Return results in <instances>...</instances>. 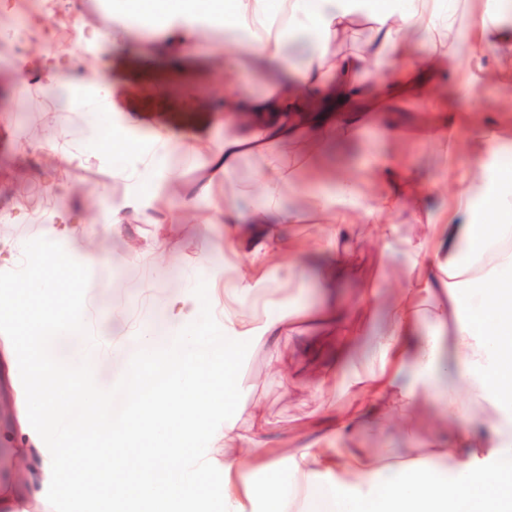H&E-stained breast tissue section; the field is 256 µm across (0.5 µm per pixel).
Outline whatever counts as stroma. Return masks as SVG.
I'll return each mask as SVG.
<instances>
[{
  "instance_id": "stroma-1",
  "label": "stroma",
  "mask_w": 512,
  "mask_h": 512,
  "mask_svg": "<svg viewBox=\"0 0 512 512\" xmlns=\"http://www.w3.org/2000/svg\"><path fill=\"white\" fill-rule=\"evenodd\" d=\"M107 0H59L60 25L47 34L16 44L14 27L30 19L32 0H11L0 11V285L17 280L20 256L39 258L43 252H63L79 273L78 282H63L91 333H101L102 356L113 348L121 360L100 372L103 416L118 423L130 404V382L137 369L139 347L135 333L153 324L158 342L170 340L163 307L185 291L200 294L210 334L224 332V280L233 274V258L224 254V238L212 224L224 208V197L237 194L238 206L252 208L253 190L264 162L241 161L233 183L216 180L210 198L198 200L186 211L181 202L188 197L207 163V145L224 139V115L218 107L225 92L249 96L270 87L287 72L286 65L242 55L223 29L211 33L208 43L190 48L175 67L164 64L158 53L165 41L167 25L154 16L131 13L109 14ZM112 23V37L89 41V33L104 21ZM92 57L105 81L112 107L105 121L120 129L137 146L123 167L113 166L102 147L93 146L78 114L65 111L56 89L79 84L85 78L81 59ZM498 64L493 48L474 46L462 67L473 83L470 91H459L448 83V110L474 118L494 117L496 132L512 136V83H488L484 74ZM142 97L160 98L168 109L149 115L132 111L129 88ZM428 105L418 99L398 101L390 119L398 125L396 135L371 123L355 139L332 140L323 158L307 154L304 147L285 149L295 186L284 195L287 208L300 211L299 224L279 227L288 245L286 260L295 262L293 276L284 285L283 298L292 309L316 307L328 283V263L313 245L323 234L327 215L316 210L305 191L308 184L334 177L359 149L360 143L375 144L387 159L412 169L423 180L440 171L456 175L463 161L447 148L431 146L424 137ZM184 144L185 152L170 160L173 176L159 175L156 182L137 181L126 169L138 163V150H147L156 135ZM90 188L96 197L87 206L77 186ZM139 198L141 208L129 207ZM53 211V223L34 226L27 222V203ZM121 223H114V216ZM92 262H85V254ZM426 270L425 260H412L405 252H384L373 225L361 224L352 245L351 267L338 286V298L370 299L375 327H383L393 308L404 300V285ZM301 343L314 344L317 353L300 358V376L286 385L270 363L266 342L245 339L237 348L238 396L230 416L241 428H249L253 417L267 420L269 428L258 434L259 448L278 457L303 447L312 437L306 422L335 415L347 395L328 387L316 392L315 378L326 373V355L339 342L335 327L310 330ZM415 440H408L397 426H364L349 445L370 459L397 463L422 453V444L447 436L448 423L435 404L421 397L414 409ZM39 487L11 492V476L0 471V497L16 495L26 512H80L77 503H64L53 493V478L41 471Z\"/></svg>"
}]
</instances>
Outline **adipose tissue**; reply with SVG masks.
<instances>
[{"instance_id": "1", "label": "adipose tissue", "mask_w": 512, "mask_h": 512, "mask_svg": "<svg viewBox=\"0 0 512 512\" xmlns=\"http://www.w3.org/2000/svg\"><path fill=\"white\" fill-rule=\"evenodd\" d=\"M466 0H233L237 17L258 36L249 54L268 61L285 58L286 32H294L302 55L289 78L274 82L261 95L241 99L224 96L225 124L238 112L253 113L245 131L225 135L210 149V175L202 179L185 208L211 194L214 177L232 182L239 160L276 147L310 142L323 148L338 123L358 126L387 112L403 97L434 99L447 69L458 68L475 44L494 47L501 60L498 80H512V0H496L494 12L462 24L458 17ZM371 22L363 48L339 54L334 46L356 18ZM223 20L216 0H179L169 23L170 38L162 53L202 39ZM425 35L434 50L410 58L406 37ZM395 63L389 83L370 85L372 71ZM90 93L74 92L69 109L81 113L85 128L103 143L113 159H121L129 142L102 125L109 95L97 74H90ZM481 131L468 140H454L452 150L468 162L465 192L446 191L447 173L425 181L399 172L390 162L368 167L373 182L386 185L379 199L365 196L357 181L342 178L331 187L309 190L323 213L335 216L316 244L318 254L332 262L334 278H342L357 225H374L387 248L403 246L417 257L431 258L421 276L405 285L406 301L395 308L387 328L374 336V362L352 368L364 340L373 308L361 303L351 309H326L314 318L344 333L332 355L343 374L351 400L329 419L320 438L267 461L269 470L291 465L297 482L284 485L269 478L255 488L245 473L259 457L252 429L225 425L214 443L226 448L224 482L214 490L199 479V468L187 461L202 431V416L226 412L236 396L235 354L243 339L272 345L291 342L294 316L280 312L258 316L251 308L256 292L276 296L266 279L273 252L283 243L278 224H298L299 212L284 208L280 189L288 174L282 162L263 170L260 202L239 209L235 196L224 199V249L238 256L231 277L236 306L224 333L211 336L199 322L202 308L194 292H185L168 308L177 332L157 343L140 329L139 359L148 368H171V375L152 391L136 388L134 408L117 427L105 426L99 407L101 391L95 376L100 358L85 352L78 370L59 366L46 355L48 336L69 333L70 321L59 316L56 262L39 260L41 274L15 281L0 294V309L16 323L10 355L22 371L21 409L41 412L40 426L56 435L55 446L43 449L42 462L57 490L81 500L84 512H203L216 502L223 512H242L244 503L262 498L265 512H293L311 495V482L329 478L334 512H512V290L504 288L503 272L512 271V174L496 164L512 154V138L488 134L492 117L481 119ZM444 197L436 211L422 207L425 196ZM421 214V226L401 237L389 216L399 206ZM434 397L455 421L470 413L473 402L490 408L489 416L469 428L454 430L445 441L432 440V450L394 465L362 457L340 447L366 419L381 425L397 421L409 426L420 395Z\"/></svg>"}]
</instances>
